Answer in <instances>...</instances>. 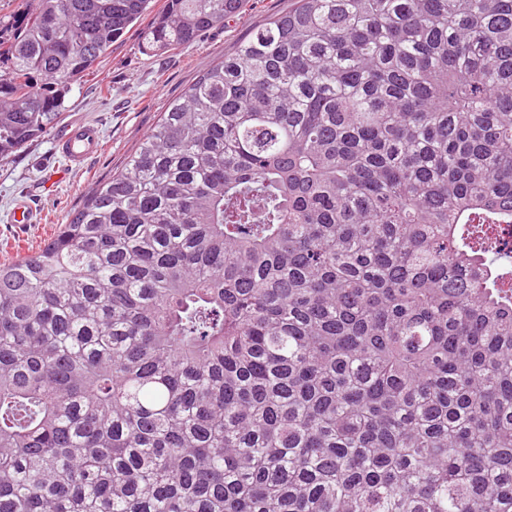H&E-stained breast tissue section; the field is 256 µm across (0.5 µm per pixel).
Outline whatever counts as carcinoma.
<instances>
[{
  "label": "carcinoma",
  "mask_w": 512,
  "mask_h": 512,
  "mask_svg": "<svg viewBox=\"0 0 512 512\" xmlns=\"http://www.w3.org/2000/svg\"><path fill=\"white\" fill-rule=\"evenodd\" d=\"M32 2L1 158L151 12ZM506 226L512 0H294L0 262V512H512Z\"/></svg>",
  "instance_id": "carcinoma-1"
}]
</instances>
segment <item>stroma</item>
I'll list each match as a JSON object with an SVG mask.
<instances>
[{"label":"stroma","mask_w":512,"mask_h":512,"mask_svg":"<svg viewBox=\"0 0 512 512\" xmlns=\"http://www.w3.org/2000/svg\"><path fill=\"white\" fill-rule=\"evenodd\" d=\"M290 6L291 0H249L238 17L210 30L195 44L161 57L143 53L139 29L127 31L98 67L65 93L60 122L27 147L0 159V259L47 239L97 183L126 164L170 100L232 52L252 29ZM84 120L100 127V151L81 168L66 173L52 192L42 193L43 182L62 164L54 152L58 134L64 124ZM26 193L36 197L32 221L12 224L14 204Z\"/></svg>","instance_id":"stroma-1"}]
</instances>
